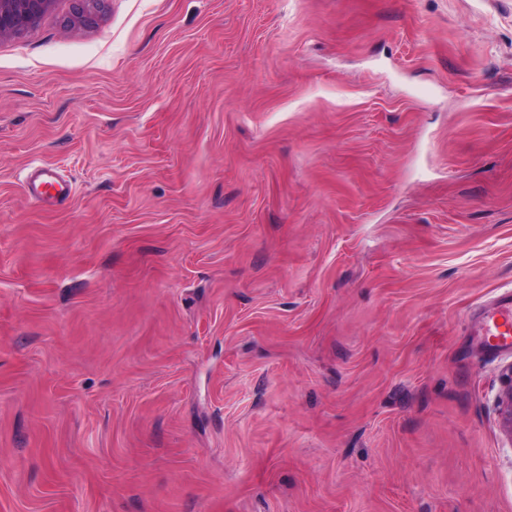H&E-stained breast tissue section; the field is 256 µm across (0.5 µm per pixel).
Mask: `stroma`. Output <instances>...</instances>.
I'll return each instance as SVG.
<instances>
[{
  "mask_svg": "<svg viewBox=\"0 0 512 512\" xmlns=\"http://www.w3.org/2000/svg\"><path fill=\"white\" fill-rule=\"evenodd\" d=\"M69 7L0 41V512H512V0ZM108 0H69L70 10L64 23L69 31H81L97 23ZM31 192L39 199L65 201L70 195V185L53 168H43L30 181ZM480 336L492 353L512 350V292L501 295L480 318Z\"/></svg>",
  "mask_w": 512,
  "mask_h": 512,
  "instance_id": "1",
  "label": "stroma"
}]
</instances>
